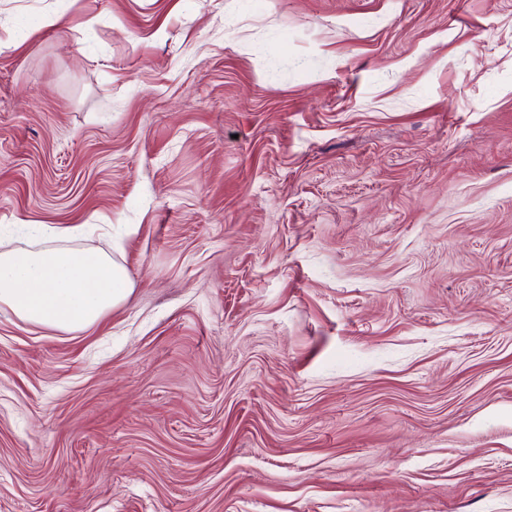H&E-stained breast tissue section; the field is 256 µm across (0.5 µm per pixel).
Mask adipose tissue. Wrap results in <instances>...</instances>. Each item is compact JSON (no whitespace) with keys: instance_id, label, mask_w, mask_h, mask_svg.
<instances>
[{"instance_id":"1","label":"adipose tissue","mask_w":512,"mask_h":512,"mask_svg":"<svg viewBox=\"0 0 512 512\" xmlns=\"http://www.w3.org/2000/svg\"><path fill=\"white\" fill-rule=\"evenodd\" d=\"M42 224L25 227L28 246L0 251V303L21 320L72 333L122 304L133 290L125 269L104 253L35 248Z\"/></svg>"}]
</instances>
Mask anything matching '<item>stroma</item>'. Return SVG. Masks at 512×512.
Masks as SVG:
<instances>
[{"label": "stroma", "mask_w": 512, "mask_h": 512, "mask_svg": "<svg viewBox=\"0 0 512 512\" xmlns=\"http://www.w3.org/2000/svg\"><path fill=\"white\" fill-rule=\"evenodd\" d=\"M24 224L134 290L0 305V512H512V0H0Z\"/></svg>", "instance_id": "obj_1"}]
</instances>
